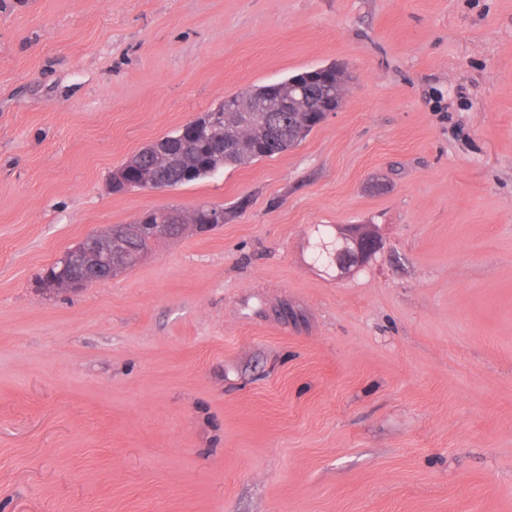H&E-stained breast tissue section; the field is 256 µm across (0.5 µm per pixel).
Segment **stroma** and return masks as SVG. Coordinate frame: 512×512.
I'll list each match as a JSON object with an SVG mask.
<instances>
[{"mask_svg":"<svg viewBox=\"0 0 512 512\" xmlns=\"http://www.w3.org/2000/svg\"><path fill=\"white\" fill-rule=\"evenodd\" d=\"M337 64L298 146L112 171ZM222 208L104 284L90 231ZM384 248L340 278L316 231ZM0 512H512V0H0ZM88 259L84 254L76 253L73 254L69 265L62 271H59V265L55 264L51 268L48 269L44 277L42 278V286L43 288H57V281L60 275H81L87 269V266L84 264Z\"/></svg>","mask_w":512,"mask_h":512,"instance_id":"stroma-1","label":"stroma"}]
</instances>
